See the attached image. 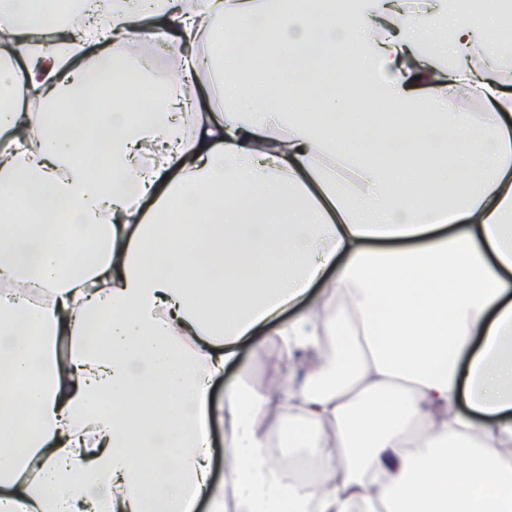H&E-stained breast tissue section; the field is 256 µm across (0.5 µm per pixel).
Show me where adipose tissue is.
I'll list each match as a JSON object with an SVG mask.
<instances>
[{
	"label": "adipose tissue",
	"mask_w": 512,
	"mask_h": 512,
	"mask_svg": "<svg viewBox=\"0 0 512 512\" xmlns=\"http://www.w3.org/2000/svg\"><path fill=\"white\" fill-rule=\"evenodd\" d=\"M504 29L493 0H0V512H512ZM144 42L174 81L93 95L85 47L120 83ZM203 66L223 112L175 111ZM294 306L302 381L215 399ZM30 3L35 6L51 5L55 9L59 19H65L70 23L81 22L85 19V13L88 12V1L83 4L76 0H31ZM80 4L82 9L80 12Z\"/></svg>",
	"instance_id": "adipose-tissue-1"
}]
</instances>
